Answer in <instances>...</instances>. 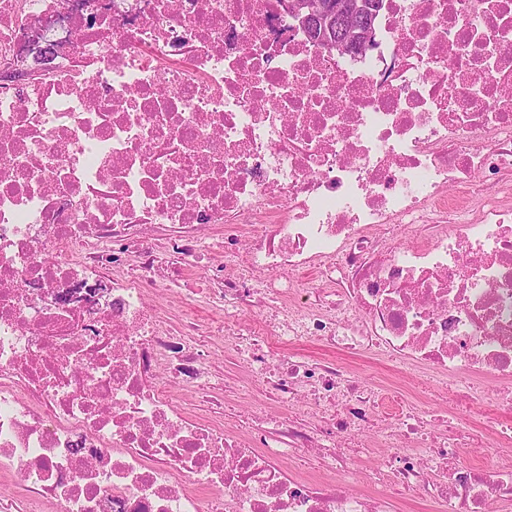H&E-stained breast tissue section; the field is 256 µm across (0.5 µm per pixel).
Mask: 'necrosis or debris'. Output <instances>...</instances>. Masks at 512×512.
<instances>
[{
  "mask_svg": "<svg viewBox=\"0 0 512 512\" xmlns=\"http://www.w3.org/2000/svg\"><path fill=\"white\" fill-rule=\"evenodd\" d=\"M34 18L51 70L0 78V474L21 487L0 512H393L347 486L372 394L288 347L370 346L480 400L512 380V0H383L356 57L281 0H0V62ZM218 226L231 265L192 293L228 322L278 299L276 338L235 335L306 410L272 433L165 384L204 385L213 343L149 295ZM308 267L309 308L253 282ZM388 427L391 485L448 512L512 501V462L455 465L473 436L413 408ZM311 448L327 479L284 464Z\"/></svg>",
  "mask_w": 512,
  "mask_h": 512,
  "instance_id": "4bbe7bcc",
  "label": "necrosis or debris"
}]
</instances>
